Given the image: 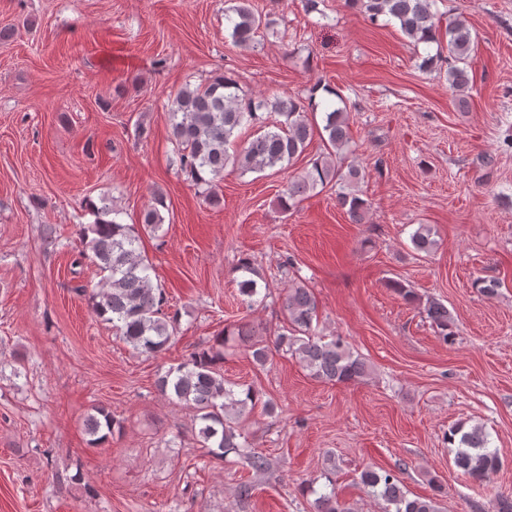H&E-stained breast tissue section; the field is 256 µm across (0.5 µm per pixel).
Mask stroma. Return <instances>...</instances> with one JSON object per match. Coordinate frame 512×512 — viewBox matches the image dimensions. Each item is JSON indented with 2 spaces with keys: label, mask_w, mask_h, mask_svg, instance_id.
Listing matches in <instances>:
<instances>
[{
  "label": "stroma",
  "mask_w": 512,
  "mask_h": 512,
  "mask_svg": "<svg viewBox=\"0 0 512 512\" xmlns=\"http://www.w3.org/2000/svg\"><path fill=\"white\" fill-rule=\"evenodd\" d=\"M250 3L275 22L253 50L224 28L236 0H0V28L14 29L0 39V512H313L305 487L331 456L356 512H382L360 482L368 467L395 469L441 512H489L495 495L512 496V150L501 149L512 134V0L436 4L475 40L464 108L445 73L420 69L396 22L371 23L347 0H322L317 14L302 0ZM218 70L256 95L304 98L318 81L342 95L366 223H351L331 187L281 210L288 180L324 150L317 137L290 169L227 166L220 204L203 201L170 163L169 99ZM158 194L164 224L142 245L179 326L150 355L91 312L85 293L99 277L79 257L77 229L92 221L87 200L111 198L136 225ZM421 224L438 246L420 257L410 236ZM243 257L270 291L250 308L234 281ZM293 277L316 297L320 335L343 337L371 373L327 383L290 356L260 366L229 345L225 379L276 406L244 425L270 467L216 461L193 410L157 379L227 327L273 342ZM479 277L500 280L498 295L480 294ZM431 298L451 313L453 342L426 321ZM98 406L122 425L100 444L85 427ZM458 422L482 425L498 450L484 482L452 462L444 435ZM243 481L255 487L244 508Z\"/></svg>",
  "instance_id": "1"
}]
</instances>
